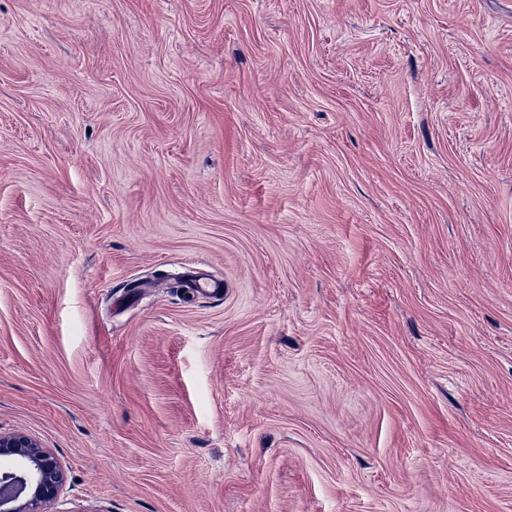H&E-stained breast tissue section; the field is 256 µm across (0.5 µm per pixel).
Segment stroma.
Here are the masks:
<instances>
[{
    "mask_svg": "<svg viewBox=\"0 0 512 512\" xmlns=\"http://www.w3.org/2000/svg\"><path fill=\"white\" fill-rule=\"evenodd\" d=\"M0 432L44 512H512V0H0ZM0 512H43L61 485L60 466L47 448L0 432Z\"/></svg>",
    "mask_w": 512,
    "mask_h": 512,
    "instance_id": "stroma-1",
    "label": "stroma"
}]
</instances>
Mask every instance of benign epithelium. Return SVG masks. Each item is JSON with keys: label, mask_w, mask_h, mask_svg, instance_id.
<instances>
[{"label": "benign epithelium", "mask_w": 512, "mask_h": 512, "mask_svg": "<svg viewBox=\"0 0 512 512\" xmlns=\"http://www.w3.org/2000/svg\"><path fill=\"white\" fill-rule=\"evenodd\" d=\"M0 512H43L61 485L60 466L35 440L0 432Z\"/></svg>", "instance_id": "1"}]
</instances>
